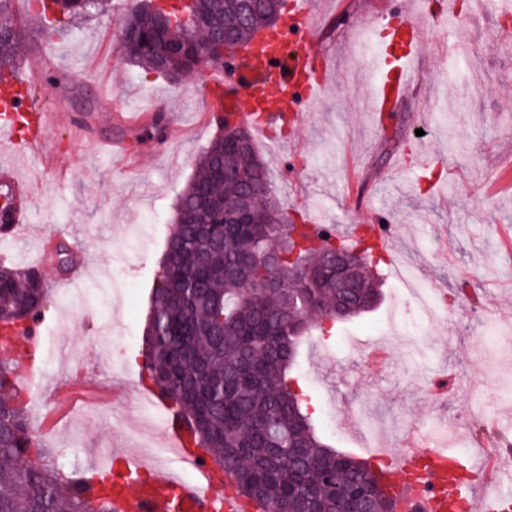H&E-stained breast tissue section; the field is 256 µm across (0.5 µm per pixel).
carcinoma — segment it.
Returning <instances> with one entry per match:
<instances>
[{"instance_id": "cac0c4a2", "label": "carcinoma", "mask_w": 512, "mask_h": 512, "mask_svg": "<svg viewBox=\"0 0 512 512\" xmlns=\"http://www.w3.org/2000/svg\"><path fill=\"white\" fill-rule=\"evenodd\" d=\"M107 3L37 0V8L51 35ZM283 8L284 0H142L118 23L138 47L131 63L177 79L194 69L201 48L218 47L226 33L230 48L247 43ZM23 40L12 0H0V78ZM236 133L224 123L176 203L143 336L145 378L189 424L194 444L231 474V488L272 512H286L300 496L309 497L308 512H339L337 480L369 492L373 512H396L369 463L323 442L295 388L303 345H319L311 331L325 316L316 307L346 305L339 322L378 304L373 249L335 246L332 234L288 222L255 145L241 153ZM220 168L234 177L224 179ZM330 253L350 264L355 291L336 287ZM31 271L0 266L5 335L39 318L48 289L32 287ZM21 374L13 350L0 345V512H112L107 484L48 463L51 450L18 401Z\"/></svg>"}]
</instances>
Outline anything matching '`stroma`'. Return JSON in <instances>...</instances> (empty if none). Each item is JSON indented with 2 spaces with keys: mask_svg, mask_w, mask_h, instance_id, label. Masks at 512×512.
Listing matches in <instances>:
<instances>
[{
  "mask_svg": "<svg viewBox=\"0 0 512 512\" xmlns=\"http://www.w3.org/2000/svg\"><path fill=\"white\" fill-rule=\"evenodd\" d=\"M130 0H112L108 13L47 37L18 0L25 24L17 71L48 60L54 88L34 90L35 103L71 116L50 138L65 179L41 156H28L36 177L32 222L16 239H0V265L44 269L49 292L42 309L47 355L23 380L26 410L38 441L56 465L80 472L103 461L115 443L156 440L160 431L140 383L143 330L161 259L172 230L173 204L216 135L203 115L205 75L170 81L129 63L117 19ZM450 17L422 26V78L385 129L373 130L366 96L372 81L346 49L363 54V27L378 12L421 0H311L327 20L322 40L329 80L317 102L304 104L302 123L283 128L284 152L256 139L281 207L301 222L315 211L353 245L378 206L388 205L391 250L377 266L382 297L370 313L334 325L332 337L305 352L298 374L317 413L331 411L325 436L336 450L364 458L368 433L380 438L410 425L425 427L449 451L477 452L486 435L512 434V344L488 349L494 325L512 334V255L498 248L512 226V187L502 184V160L512 156V41L501 35L503 0H452ZM466 37L454 38L457 28ZM428 122L427 138L415 134ZM164 135H156V127ZM127 140L133 164L98 151L96 142ZM441 153L437 169L415 164ZM67 246L85 263L82 280L66 282L57 250ZM404 258L419 288L454 297L445 319L418 326L396 285L394 258ZM466 293H459L461 279ZM419 336L425 351L404 354L400 336Z\"/></svg>",
  "mask_w": 512,
  "mask_h": 512,
  "instance_id": "obj_1",
  "label": "stroma"
}]
</instances>
